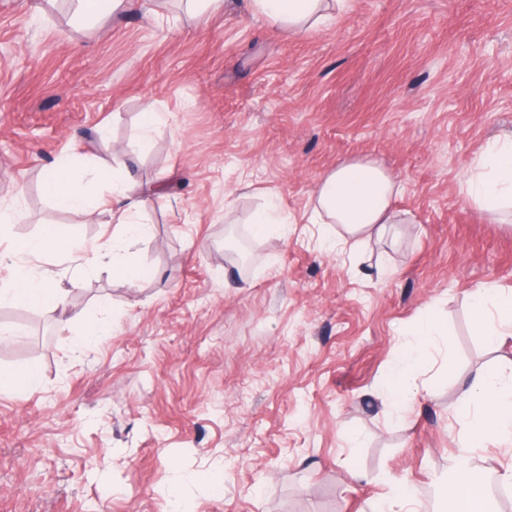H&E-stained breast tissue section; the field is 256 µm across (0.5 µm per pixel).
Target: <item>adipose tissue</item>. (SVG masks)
I'll return each instance as SVG.
<instances>
[{
  "label": "adipose tissue",
  "mask_w": 512,
  "mask_h": 512,
  "mask_svg": "<svg viewBox=\"0 0 512 512\" xmlns=\"http://www.w3.org/2000/svg\"><path fill=\"white\" fill-rule=\"evenodd\" d=\"M349 0H252L256 13L279 24L292 34L326 25L345 10ZM71 164L61 161L44 184V190L56 207L77 211L86 209L88 197L70 183ZM93 177L112 184L115 193L109 205L112 216L122 226L127 241L147 238L151 230L139 223L136 214L142 204L140 185L127 175L112 170L94 171ZM469 197L481 211L497 214L512 208V139H496L484 144L466 175ZM400 184L377 161L368 158H345L323 174L317 183L304 220L309 224L336 225V232L320 235L323 248L337 250L349 241L364 243L382 235L390 224H409V212L397 209L395 198ZM56 249L75 260L111 259L112 272L127 283L142 276L140 266L125 259L117 245L104 242L83 249L77 237L58 236L45 227L39 238L19 244V251L36 254ZM21 303L37 309L46 318L69 326L72 322L65 308L63 290L46 287L41 280L19 274L16 283L0 289V303ZM475 322L488 344H498L512 336V292L491 289L474 307ZM442 327L435 318H427L416 330V342L404 349L386 375V386L395 400L418 396L414 378L425 350L440 336ZM468 426L463 448L454 458L453 483L450 487L453 512H487L481 494L485 475L475 464L472 449L490 441L512 442V374L484 370L475 374L464 392Z\"/></svg>",
  "instance_id": "adipose-tissue-1"
}]
</instances>
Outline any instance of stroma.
I'll list each match as a JSON object with an SVG mask.
<instances>
[{
    "instance_id": "35a3bbf8",
    "label": "stroma",
    "mask_w": 512,
    "mask_h": 512,
    "mask_svg": "<svg viewBox=\"0 0 512 512\" xmlns=\"http://www.w3.org/2000/svg\"><path fill=\"white\" fill-rule=\"evenodd\" d=\"M153 8L159 21L82 23L71 0H0V209L15 214L0 223V252L15 253L0 287L22 268L67 289L70 310L107 306L112 327L77 352L80 322L0 303V367L39 376L0 391V512H372L394 480L442 512L467 430L461 382L512 366V337L489 347L474 322L478 290H512V222L464 183L481 145L512 135V0H350L301 34L248 0ZM149 110L165 121L146 145ZM66 157L87 210L44 191ZM349 157L396 177L414 221L338 255L303 215ZM114 161L151 227L122 245L137 285L106 261L16 252L47 225L120 239L110 186L90 182ZM271 204L293 223L254 239L241 267L227 244ZM430 313L444 332L405 415L384 378ZM475 454L492 512H512V448Z\"/></svg>"
}]
</instances>
